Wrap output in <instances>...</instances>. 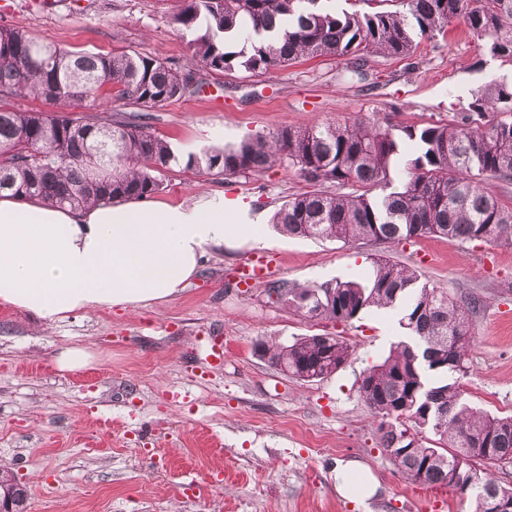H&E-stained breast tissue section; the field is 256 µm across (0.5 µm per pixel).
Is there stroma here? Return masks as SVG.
Here are the masks:
<instances>
[{"label":"stroma","instance_id":"stroma-1","mask_svg":"<svg viewBox=\"0 0 512 512\" xmlns=\"http://www.w3.org/2000/svg\"><path fill=\"white\" fill-rule=\"evenodd\" d=\"M178 0H0V24L70 51L138 53L186 63L188 39L170 21ZM200 93L155 108V135L177 156L312 122L424 125L467 111L471 94L512 80V63L491 58L463 22L422 37L411 58L369 57L363 76L331 57L253 76L197 67ZM155 201L191 203L220 193L239 205L237 223L266 227L263 244L239 236L209 248L177 294L142 307H103L63 321L0 304V473L27 491L26 512H471L469 499L409 482L378 443L358 393L361 372L405 338L401 308L358 320L308 318L271 303L273 282L308 286L366 277L385 256L420 282L476 299L473 342L462 378L466 401L512 415V247L493 241L425 238L414 243H343L291 238L269 221L309 191L277 166L224 178L171 164ZM259 259L265 278L240 285L237 269ZM342 337L348 363L313 382L262 358L257 343L290 344L313 334ZM224 363L209 367L212 345ZM80 347L86 364L59 369ZM356 459L379 482L358 503L336 491L332 469Z\"/></svg>","mask_w":512,"mask_h":512}]
</instances>
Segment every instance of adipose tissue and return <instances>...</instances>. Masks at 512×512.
<instances>
[{"label": "adipose tissue", "instance_id": "ef3b65f1", "mask_svg": "<svg viewBox=\"0 0 512 512\" xmlns=\"http://www.w3.org/2000/svg\"><path fill=\"white\" fill-rule=\"evenodd\" d=\"M220 194L188 204L135 201L82 210L0 192V302L48 322L101 307L145 306L178 293L214 245L236 236ZM337 493L365 500L376 479L356 460L337 461Z\"/></svg>", "mask_w": 512, "mask_h": 512}]
</instances>
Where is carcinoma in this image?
Here are the masks:
<instances>
[{"mask_svg": "<svg viewBox=\"0 0 512 512\" xmlns=\"http://www.w3.org/2000/svg\"><path fill=\"white\" fill-rule=\"evenodd\" d=\"M369 12L327 11L321 0H180L171 23L190 34L189 67L140 54L73 52L0 25V98L30 95L46 112L0 108V192L81 208L149 199L176 157L150 131V111L194 94L191 66L269 73L303 57L346 61L360 75L366 57L409 58L416 38L463 19L488 52L512 62V0H365ZM123 101L136 108L105 118L69 113L76 103ZM415 144L393 185L400 145ZM247 177L284 163L304 181L332 190L297 194L274 213L290 237L400 244L412 239L495 241L512 246V206L486 183L512 184V83L472 93L469 111L448 123H321L248 135L190 153L185 167ZM405 265L380 256L363 279L311 286L276 282L268 294L310 318L349 323L364 311L404 305L410 341L367 367L358 393L378 418L380 444L408 480L467 496L472 512H495L512 486L492 468L512 463V416L488 414L462 396L473 336L472 298L417 285ZM276 369L305 382L347 363L340 336L315 334L291 345L257 346ZM427 431L428 445L404 439Z\"/></svg>", "mask_w": 512, "mask_h": 512, "instance_id": "obj_1", "label": "carcinoma"}]
</instances>
